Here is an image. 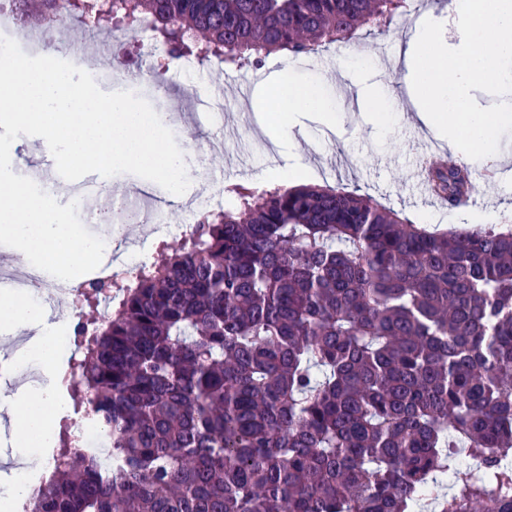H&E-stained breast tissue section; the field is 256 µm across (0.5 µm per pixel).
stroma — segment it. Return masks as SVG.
Segmentation results:
<instances>
[{
    "label": "stroma",
    "mask_w": 512,
    "mask_h": 512,
    "mask_svg": "<svg viewBox=\"0 0 512 512\" xmlns=\"http://www.w3.org/2000/svg\"><path fill=\"white\" fill-rule=\"evenodd\" d=\"M428 12L439 14L445 43L459 45L462 36L456 18L442 15L435 0H422L419 13L397 20L389 34L361 35L344 66L333 45L307 59L273 53L262 57L259 64L232 74L193 55L176 59L149 53L144 46H125L124 65L114 64L109 56L103 62L115 73L127 66L168 78L165 95H157L152 85L142 84L128 97L133 105L176 115L169 143L181 149L188 138H195L204 150L200 165L211 189L230 184L280 186L275 171L288 167L297 155L304 164L303 184L343 183L403 212L415 223L430 220L443 228L467 227L477 213L486 210L512 213V134L501 137L500 151L493 156L502 171L498 181L482 184L480 193L464 207L451 209L428 203L426 186L413 176L415 165L425 148L447 152L451 146L416 121L403 67L408 36L420 14ZM65 36L67 43L79 48L87 59L99 52L101 41L115 39L108 19L91 28L70 19ZM284 72L320 79L325 96L339 115L336 125L329 128L315 115L301 113L286 148L279 146L265 113L252 107L259 89L254 76L262 75L268 81ZM379 110L393 114L389 125L374 120ZM189 211L186 205L167 209L165 232L157 233L152 227L137 229L133 243L151 258L162 250L181 248Z\"/></svg>",
    "instance_id": "35a3bbf8"
}]
</instances>
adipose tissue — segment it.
<instances>
[{
  "mask_svg": "<svg viewBox=\"0 0 512 512\" xmlns=\"http://www.w3.org/2000/svg\"><path fill=\"white\" fill-rule=\"evenodd\" d=\"M264 104L275 114L280 136H287L298 113H317L335 126L338 116L318 81L285 77L270 84ZM166 116L142 110L123 96L101 98L81 74L40 59L0 54V239L16 254L42 267L53 279L102 264L112 242L82 233L69 221L79 194L72 187L86 171L128 167L147 171L172 186L179 204L202 189L194 157L172 148ZM41 142L68 173L60 192L40 193L33 181L13 173L12 149L22 141ZM39 329L36 340L18 356L35 363L42 381L37 389L13 395L14 439L19 453L32 457L56 431L57 323L32 291H0V333Z\"/></svg>",
  "mask_w": 512,
  "mask_h": 512,
  "instance_id": "obj_1",
  "label": "adipose tissue"
}]
</instances>
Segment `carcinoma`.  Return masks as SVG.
Listing matches in <instances>:
<instances>
[{
  "instance_id": "carcinoma-1",
  "label": "carcinoma",
  "mask_w": 512,
  "mask_h": 512,
  "mask_svg": "<svg viewBox=\"0 0 512 512\" xmlns=\"http://www.w3.org/2000/svg\"><path fill=\"white\" fill-rule=\"evenodd\" d=\"M53 0H21L23 21ZM176 56L242 65L390 32L407 0H110ZM450 208L480 190L429 174ZM112 319L79 316L68 392L109 462L63 426L30 512H512V217L414 224L338 184L225 188Z\"/></svg>"
}]
</instances>
